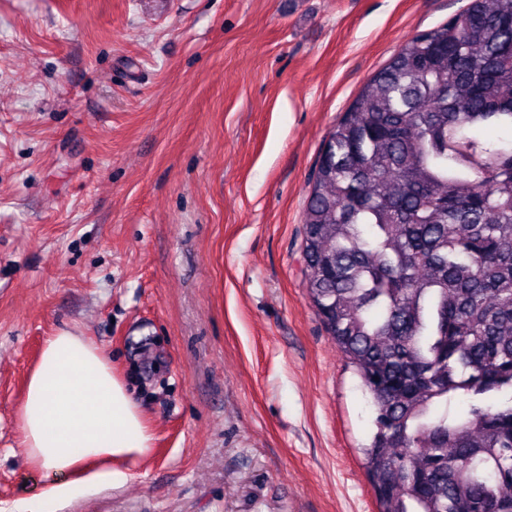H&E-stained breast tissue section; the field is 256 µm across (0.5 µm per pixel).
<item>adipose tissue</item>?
Returning a JSON list of instances; mask_svg holds the SVG:
<instances>
[{
  "mask_svg": "<svg viewBox=\"0 0 512 512\" xmlns=\"http://www.w3.org/2000/svg\"><path fill=\"white\" fill-rule=\"evenodd\" d=\"M18 422L27 463L66 476L72 487L125 481L109 461L137 462L153 444L143 409L100 346L67 331L46 338Z\"/></svg>",
  "mask_w": 512,
  "mask_h": 512,
  "instance_id": "1",
  "label": "adipose tissue"
}]
</instances>
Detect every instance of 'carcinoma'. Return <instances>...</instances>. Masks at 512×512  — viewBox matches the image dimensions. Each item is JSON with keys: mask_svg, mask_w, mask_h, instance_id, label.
<instances>
[{"mask_svg": "<svg viewBox=\"0 0 512 512\" xmlns=\"http://www.w3.org/2000/svg\"><path fill=\"white\" fill-rule=\"evenodd\" d=\"M512 0L402 44L330 130L301 259L374 406L380 512H512Z\"/></svg>", "mask_w": 512, "mask_h": 512, "instance_id": "obj_1", "label": "carcinoma"}]
</instances>
